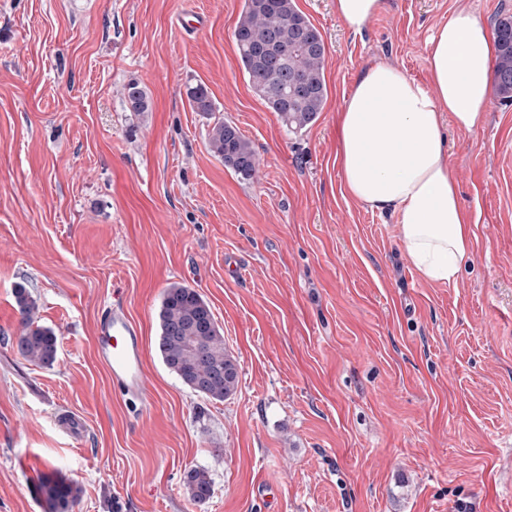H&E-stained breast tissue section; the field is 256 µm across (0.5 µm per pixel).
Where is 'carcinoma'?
<instances>
[{
    "instance_id": "obj_1",
    "label": "carcinoma",
    "mask_w": 512,
    "mask_h": 512,
    "mask_svg": "<svg viewBox=\"0 0 512 512\" xmlns=\"http://www.w3.org/2000/svg\"><path fill=\"white\" fill-rule=\"evenodd\" d=\"M495 65L493 88L503 101H512V13L499 12L493 19ZM234 39L239 58L256 96L291 132L313 123L324 110L326 46L310 19L295 0H243ZM195 111L215 110L207 88H188ZM127 108L149 111L145 91L136 82L127 85ZM210 152L224 166L244 179L254 177L258 167L252 143L227 121H218L208 131ZM22 315L17 337L19 354L45 367L57 361L59 339L53 329L36 323L37 305L27 288H15ZM156 348L164 365L184 385L207 401L222 402L233 396L239 384L238 360L224 347L223 329L210 305L194 288L174 284L162 294L158 313ZM184 486L197 504L213 494L208 473L190 467L183 474ZM80 489L63 477L42 486L49 512H71Z\"/></svg>"
}]
</instances>
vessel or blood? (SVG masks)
Masks as SVG:
<instances>
[{"mask_svg":"<svg viewBox=\"0 0 512 512\" xmlns=\"http://www.w3.org/2000/svg\"><path fill=\"white\" fill-rule=\"evenodd\" d=\"M94 332L96 357L107 370L113 393L136 411H145L150 399L144 338L139 325L117 300L102 307ZM53 417L71 440H80L87 431L85 421L79 416L58 408Z\"/></svg>","mask_w":512,"mask_h":512,"instance_id":"b4317fda","label":"vessel or blood"}]
</instances>
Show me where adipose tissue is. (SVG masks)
<instances>
[{"instance_id":"1","label":"adipose tissue","mask_w":512,"mask_h":512,"mask_svg":"<svg viewBox=\"0 0 512 512\" xmlns=\"http://www.w3.org/2000/svg\"><path fill=\"white\" fill-rule=\"evenodd\" d=\"M430 83L379 64L365 70L338 114L342 190L393 215L412 265L431 283L458 279L470 217L448 166L444 123L472 132L490 100L492 41L471 7H458L429 41ZM447 114H440L439 103Z\"/></svg>"}]
</instances>
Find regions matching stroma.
<instances>
[{
	"mask_svg": "<svg viewBox=\"0 0 512 512\" xmlns=\"http://www.w3.org/2000/svg\"><path fill=\"white\" fill-rule=\"evenodd\" d=\"M466 2L386 0L363 31L333 0H295L327 48L316 122L289 132L254 94L233 38L241 0H0V512H512V102L449 129L472 224L454 285L411 265L392 217L345 197L336 115L367 67L424 83L427 42ZM138 82L149 111H128ZM204 84L215 110L194 111ZM219 120L254 178L208 147ZM244 274L227 276L228 261ZM195 288L240 364L231 399L196 396L156 350L161 294ZM59 338L47 369L17 351L14 290ZM121 295L140 324L153 405L128 412L94 351ZM67 407L74 444L51 418ZM204 469L195 504L180 475ZM210 152L224 161L225 167L244 179L257 172L258 157L252 143L227 121H218L208 131ZM55 423H57L64 434L73 441L80 440L87 431L85 421L77 415H72L63 411L61 407L55 409L52 413ZM80 489L63 477L50 479L42 486L48 512H70Z\"/></svg>",
	"mask_w": 512,
	"mask_h": 512,
	"instance_id": "stroma-1",
	"label": "stroma"
}]
</instances>
